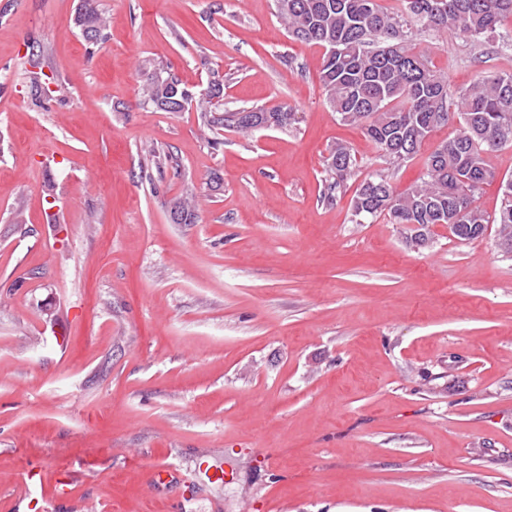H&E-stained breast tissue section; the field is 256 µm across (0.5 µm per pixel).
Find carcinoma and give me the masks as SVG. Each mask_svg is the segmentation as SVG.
<instances>
[{"instance_id":"obj_1","label":"carcinoma","mask_w":512,"mask_h":512,"mask_svg":"<svg viewBox=\"0 0 512 512\" xmlns=\"http://www.w3.org/2000/svg\"><path fill=\"white\" fill-rule=\"evenodd\" d=\"M276 16L288 35L324 49L320 80L337 118L359 126L388 165L413 160L438 128L458 123L454 136L424 159V173L399 192L380 170L360 182L351 198L352 215H388L393 224H442L461 240L480 238L496 225L498 246L512 254V177L501 178L500 205L493 215L473 206L482 187L497 179L487 156L512 146V72L482 75L461 90L414 40L423 28L451 30L472 41L497 32L512 19V0H275ZM73 25L91 47L104 43L105 12L98 0H81ZM24 79L31 103L48 99L55 77L43 72L41 49L28 46ZM207 86L194 92L171 69L144 67L141 103L164 112H195L209 131L248 135L260 124L286 129L294 122L287 107L224 108V81L206 61ZM353 149L336 144L327 158L328 193L347 187L356 176ZM170 221L195 224L194 197L169 202Z\"/></svg>"}]
</instances>
